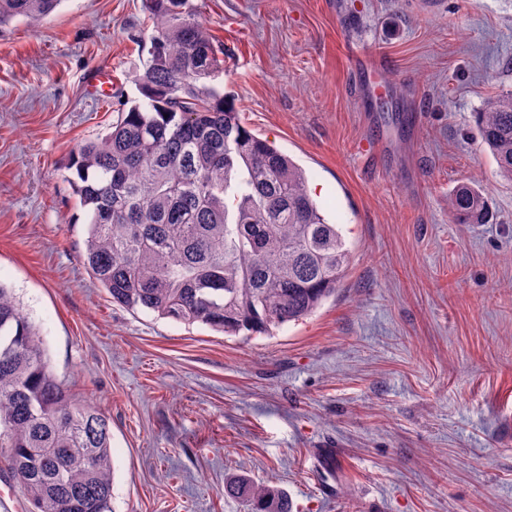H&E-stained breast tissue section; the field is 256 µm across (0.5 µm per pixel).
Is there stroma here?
Masks as SVG:
<instances>
[{
  "label": "stroma",
  "mask_w": 512,
  "mask_h": 512,
  "mask_svg": "<svg viewBox=\"0 0 512 512\" xmlns=\"http://www.w3.org/2000/svg\"><path fill=\"white\" fill-rule=\"evenodd\" d=\"M193 2L233 63L230 103L305 170L354 260L267 335L113 304L81 260L65 166L138 95L145 2L63 0L40 27L0 28V282L58 380L110 419L113 512H245L224 494L235 474L283 488L291 512H512V182L472 121L512 91V0ZM463 183L488 223L449 218Z\"/></svg>",
  "instance_id": "35a3bbf8"
}]
</instances>
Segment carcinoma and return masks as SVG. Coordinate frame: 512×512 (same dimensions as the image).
I'll return each instance as SVG.
<instances>
[{
  "label": "carcinoma",
  "mask_w": 512,
  "mask_h": 512,
  "mask_svg": "<svg viewBox=\"0 0 512 512\" xmlns=\"http://www.w3.org/2000/svg\"><path fill=\"white\" fill-rule=\"evenodd\" d=\"M63 0H0V27L37 26ZM149 57L140 98L67 169L87 212L83 264L112 302L227 336L264 335L317 311L352 259L337 224L288 155L258 138L213 84L224 50L191 0H145ZM512 181V92L473 113ZM456 224H485L483 193L448 194ZM108 417L58 382L39 329L0 282V447L30 512H112ZM224 494L250 512H291L276 485L239 475Z\"/></svg>",
  "instance_id": "obj_1"
}]
</instances>
